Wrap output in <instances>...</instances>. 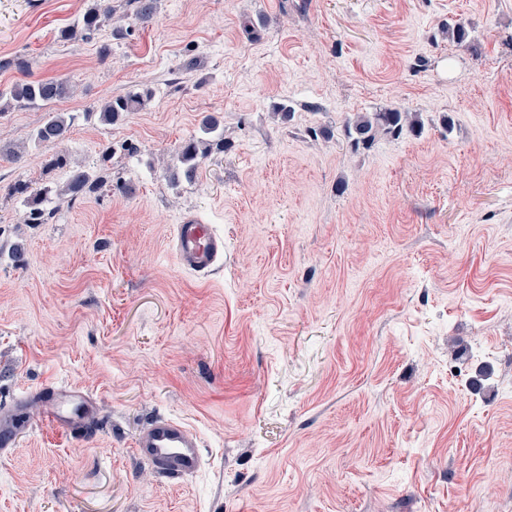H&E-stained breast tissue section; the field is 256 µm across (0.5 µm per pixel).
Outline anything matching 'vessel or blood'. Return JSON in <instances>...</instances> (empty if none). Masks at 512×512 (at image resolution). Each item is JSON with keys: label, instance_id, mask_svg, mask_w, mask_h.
<instances>
[{"label": "vessel or blood", "instance_id": "b4317fda", "mask_svg": "<svg viewBox=\"0 0 512 512\" xmlns=\"http://www.w3.org/2000/svg\"><path fill=\"white\" fill-rule=\"evenodd\" d=\"M174 255L178 263L194 272L210 270L224 255V240L212 227L197 219L185 218L176 228ZM45 418L62 432L81 425H93L87 409L91 397L83 390L55 385L43 389ZM133 454L158 474L179 481L197 473L204 461L196 434L180 422L158 417L142 428L133 441Z\"/></svg>", "mask_w": 512, "mask_h": 512}]
</instances>
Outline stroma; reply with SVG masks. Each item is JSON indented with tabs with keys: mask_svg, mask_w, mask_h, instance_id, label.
Here are the masks:
<instances>
[{
	"mask_svg": "<svg viewBox=\"0 0 512 512\" xmlns=\"http://www.w3.org/2000/svg\"><path fill=\"white\" fill-rule=\"evenodd\" d=\"M86 5L0 0V60L75 86L0 113V411L28 422L0 512H512V0H157L145 24L112 0L60 41ZM393 107L423 133L353 148L346 121ZM51 110L71 160L111 149L108 184L24 224L8 186L66 180L25 145ZM208 115L223 153L170 183ZM187 217L224 239L209 273L174 257ZM46 384L90 392L97 432L45 423ZM158 416L200 439L184 481L132 454ZM110 0H89L81 18L60 34L61 41H91L105 23L112 20ZM152 92L146 88L125 96L111 97L99 107L98 119L104 125L117 123L127 112H139L151 101Z\"/></svg>",
	"mask_w": 512,
	"mask_h": 512,
	"instance_id": "35a3bbf8",
	"label": "stroma"
}]
</instances>
